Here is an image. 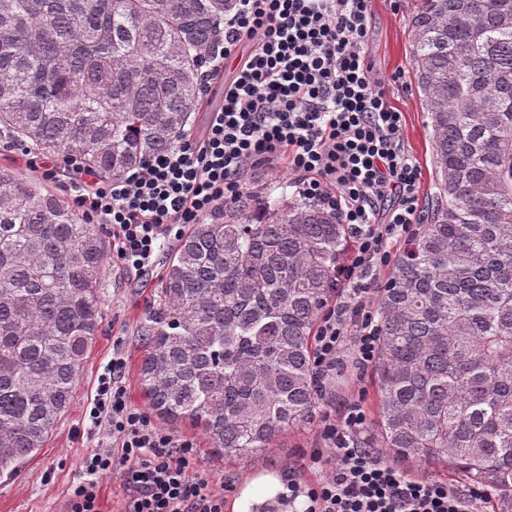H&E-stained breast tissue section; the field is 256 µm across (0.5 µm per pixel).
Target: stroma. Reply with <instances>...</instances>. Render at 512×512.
<instances>
[{
    "label": "stroma",
    "mask_w": 512,
    "mask_h": 512,
    "mask_svg": "<svg viewBox=\"0 0 512 512\" xmlns=\"http://www.w3.org/2000/svg\"><path fill=\"white\" fill-rule=\"evenodd\" d=\"M415 0H373L367 53L375 71L400 74L390 103L403 113L404 143L421 168L419 193L421 213H428L436 190L432 156L431 127L414 83L411 65L409 22ZM170 249H162L152 279L138 281L115 266H108L101 288L102 322L92 350L75 385L69 412L54 427L42 450L12 481L0 482V512H61L67 490L77 480L83 455L108 448L112 439L105 431L91 428L85 415L99 375L112 356L113 344H120L127 360L123 385L131 405L147 410L140 389L139 369L143 342L141 326L145 315L158 302V291L166 270ZM377 391L370 370L354 365L342 368L320 405L321 413L342 416L348 404L359 403L368 421H375ZM320 420L298 425L280 434L272 450L240 457L216 456L200 432L188 424L172 426L177 437L192 441L198 451V471L210 480L212 490L223 491L226 507L258 476L271 475L279 481L294 477L313 483L326 474L324 463H313L312 449L321 447Z\"/></svg>",
    "instance_id": "35a3bbf8"
}]
</instances>
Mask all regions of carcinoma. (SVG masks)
<instances>
[{"mask_svg": "<svg viewBox=\"0 0 512 512\" xmlns=\"http://www.w3.org/2000/svg\"><path fill=\"white\" fill-rule=\"evenodd\" d=\"M230 0H0V133L106 179L197 109ZM512 0H417L411 62L436 208L376 305L378 415L398 465L465 473L512 508ZM352 238L336 213L246 194L191 225L142 326L139 380L165 423L243 456L312 420V332ZM106 242L48 185L0 167V479L69 411L101 323Z\"/></svg>", "mask_w": 512, "mask_h": 512, "instance_id": "cac0c4a2", "label": "carcinoma"}]
</instances>
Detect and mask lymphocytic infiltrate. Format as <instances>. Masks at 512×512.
<instances>
[{
	"label": "lymphocytic infiltrate",
	"mask_w": 512,
	"mask_h": 512,
	"mask_svg": "<svg viewBox=\"0 0 512 512\" xmlns=\"http://www.w3.org/2000/svg\"><path fill=\"white\" fill-rule=\"evenodd\" d=\"M372 0H235L222 42L207 51L201 97L238 57L224 104L203 134L184 131L118 180L96 177L66 156L80 176L70 189L89 223L108 224L118 241L112 261L136 278L152 276L161 248L177 244L188 226L246 192L249 170L286 171L306 203L335 210L355 240L340 271L343 284L316 333L314 369L320 385L353 358L371 363L379 327L370 310L372 283L392 261L393 242L419 223L421 171L404 145L403 114L391 106L397 76L374 74L365 48ZM248 54H240L241 45ZM126 358L113 348L88 407L115 450L95 449L68 489L65 512H100L99 481L119 471L128 491L124 512H224L223 494L197 474L192 441L161 430L128 401L121 378ZM358 404L340 421L325 420L326 476L313 485L289 479L282 504L302 512H483L493 487L460 493L441 481H417L376 461L356 440L366 430Z\"/></svg>",
	"instance_id": "f902f5d3"
}]
</instances>
